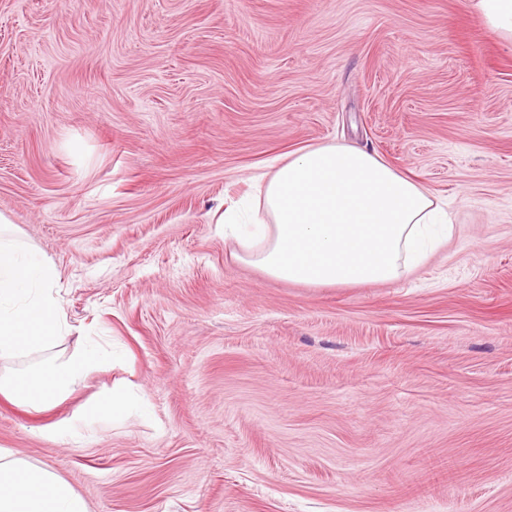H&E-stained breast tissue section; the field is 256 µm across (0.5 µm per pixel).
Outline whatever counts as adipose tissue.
Instances as JSON below:
<instances>
[{"label":"adipose tissue","instance_id":"ef3b65f1","mask_svg":"<svg viewBox=\"0 0 512 512\" xmlns=\"http://www.w3.org/2000/svg\"><path fill=\"white\" fill-rule=\"evenodd\" d=\"M265 201L252 233L236 238L246 263L269 277L308 285L390 283L442 242L447 214L426 189L377 156L327 145L292 153L255 178ZM0 512H87L51 469L0 449Z\"/></svg>","mask_w":512,"mask_h":512}]
</instances>
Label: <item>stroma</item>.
<instances>
[{"mask_svg":"<svg viewBox=\"0 0 512 512\" xmlns=\"http://www.w3.org/2000/svg\"><path fill=\"white\" fill-rule=\"evenodd\" d=\"M379 156L447 209L392 283L240 261L290 152ZM0 215L76 340L123 353L0 448L89 512H512V43L471 0H0ZM104 414L49 436L103 391Z\"/></svg>","mask_w":512,"mask_h":512,"instance_id":"stroma-1","label":"stroma"}]
</instances>
